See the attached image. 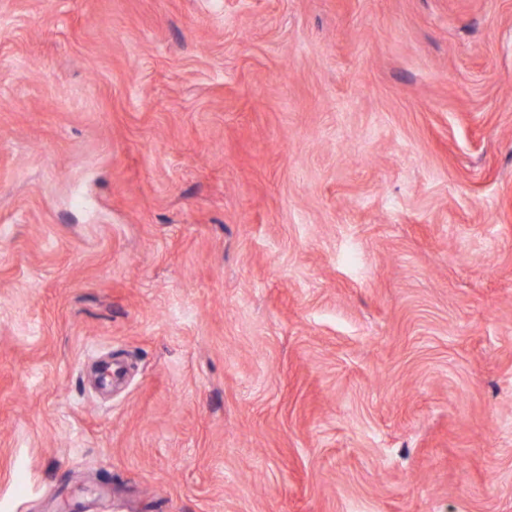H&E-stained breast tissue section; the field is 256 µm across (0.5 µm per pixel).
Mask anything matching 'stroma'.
<instances>
[{
    "label": "stroma",
    "mask_w": 512,
    "mask_h": 512,
    "mask_svg": "<svg viewBox=\"0 0 512 512\" xmlns=\"http://www.w3.org/2000/svg\"><path fill=\"white\" fill-rule=\"evenodd\" d=\"M512 512V0H0V512Z\"/></svg>",
    "instance_id": "1"
}]
</instances>
